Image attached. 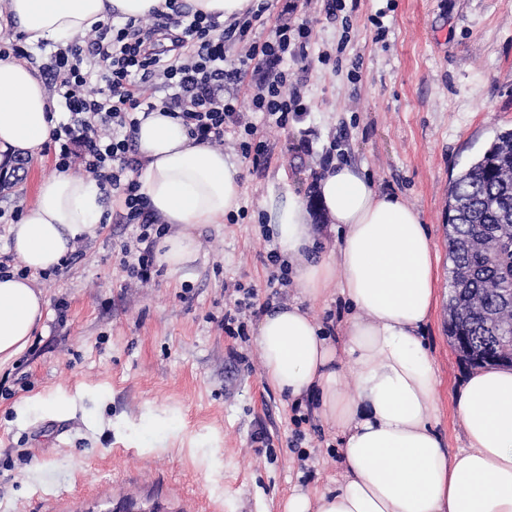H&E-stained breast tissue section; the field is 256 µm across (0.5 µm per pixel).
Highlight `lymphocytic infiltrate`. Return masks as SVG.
I'll return each mask as SVG.
<instances>
[{
    "mask_svg": "<svg viewBox=\"0 0 512 512\" xmlns=\"http://www.w3.org/2000/svg\"><path fill=\"white\" fill-rule=\"evenodd\" d=\"M267 9L266 0H259L226 25L186 9L181 0H166L165 11L151 20L102 22L87 43L75 41L54 52V91L67 109L51 132L55 166L66 170L80 162L105 193L122 197V221L135 228L131 240L120 245L129 277L147 282L156 276L154 249L164 233L130 177L139 164L138 113L160 107L176 112L191 136L212 145L223 143L228 126H235L242 155L258 160L266 144L244 113H265L284 128L305 112L300 93L288 88L287 63L308 59L312 25L284 21L266 38L254 37ZM238 43L247 50L237 64H228L227 52ZM247 77L252 80L247 95L233 93V85ZM152 80L164 97L146 94Z\"/></svg>",
    "mask_w": 512,
    "mask_h": 512,
    "instance_id": "f902f5d3",
    "label": "lymphocytic infiltrate"
}]
</instances>
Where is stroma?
Here are the masks:
<instances>
[{
	"label": "stroma",
	"mask_w": 512,
	"mask_h": 512,
	"mask_svg": "<svg viewBox=\"0 0 512 512\" xmlns=\"http://www.w3.org/2000/svg\"><path fill=\"white\" fill-rule=\"evenodd\" d=\"M268 6L269 21L315 23L309 60L288 65L306 114L281 129L247 113L268 145L258 166L226 133L224 153L244 170L242 214L203 231L186 272L130 278L119 246L132 229L111 197L110 221L79 242L81 256L37 278L43 325L0 366V512H115L127 501L144 512H283L288 494L335 477L340 436L315 399L284 401L262 381L257 315L237 335L222 320L245 290L259 305L271 295L269 192L304 198L327 249L337 247L315 199L336 161L402 196L430 233L438 300L422 337L443 381L438 431L465 447L455 395L472 368L448 339V190L512 129V0H360L346 25L328 16V0ZM325 51L337 60L319 62ZM22 163L0 189L2 253L11 213L56 171L48 151ZM296 295L290 284L271 296ZM48 395L56 411L41 407Z\"/></svg>",
	"instance_id": "35a3bbf8"
}]
</instances>
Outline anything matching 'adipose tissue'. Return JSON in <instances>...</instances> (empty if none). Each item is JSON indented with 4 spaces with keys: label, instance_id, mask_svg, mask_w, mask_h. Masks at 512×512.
Here are the masks:
<instances>
[{
    "label": "adipose tissue",
    "instance_id": "adipose-tissue-1",
    "mask_svg": "<svg viewBox=\"0 0 512 512\" xmlns=\"http://www.w3.org/2000/svg\"><path fill=\"white\" fill-rule=\"evenodd\" d=\"M163 7L164 0H0V15L29 45L64 46L109 17L146 18ZM55 125V102L36 69L0 57V152L35 156ZM134 142L140 165L132 177L151 213L171 227L156 245L158 260L176 275L198 258L194 229L238 211L243 170L160 109L141 118ZM316 194L341 236L327 256L316 252L300 196L273 192L262 204L301 293L258 322L262 377L281 396L317 397L318 415L342 435L339 479L291 493L284 512H512V369L474 372L459 390L466 447L450 449L437 430L440 382L419 333L437 300L438 255L419 213L348 164L322 171ZM106 213L94 179L59 171L40 183L9 229L28 273L0 276V363L21 354L43 320L47 301L34 273L59 267ZM333 288L349 307L340 341L308 308Z\"/></svg>",
    "mask_w": 512,
    "mask_h": 512
}]
</instances>
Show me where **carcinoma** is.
Returning a JSON list of instances; mask_svg holds the SVG:
<instances>
[{
	"mask_svg": "<svg viewBox=\"0 0 512 512\" xmlns=\"http://www.w3.org/2000/svg\"><path fill=\"white\" fill-rule=\"evenodd\" d=\"M447 221L452 262L448 304L464 309L462 318L448 320V335L469 337L472 357L480 360V366H498L494 337L512 331V308L497 305L495 288L502 273L512 270V244L490 259L475 240L487 232L512 239V132L499 133L453 182ZM475 295L493 309V326L465 311Z\"/></svg>",
	"mask_w": 512,
	"mask_h": 512,
	"instance_id": "cac0c4a2",
	"label": "carcinoma"
}]
</instances>
